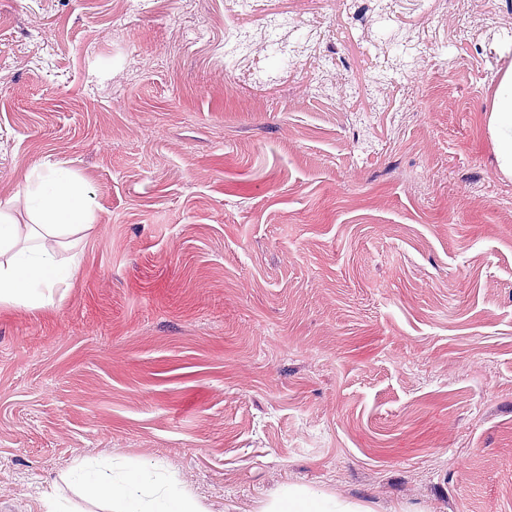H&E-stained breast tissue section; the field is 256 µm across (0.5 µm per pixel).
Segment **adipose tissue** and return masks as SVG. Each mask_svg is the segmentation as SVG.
<instances>
[{
	"label": "adipose tissue",
	"instance_id": "1",
	"mask_svg": "<svg viewBox=\"0 0 512 512\" xmlns=\"http://www.w3.org/2000/svg\"><path fill=\"white\" fill-rule=\"evenodd\" d=\"M488 128L504 175H512V68L495 91ZM32 223L15 222L11 203L0 202V306L39 309L53 302L57 286L68 283L80 256L76 251L93 228L92 202L66 167L39 164L37 179L24 193ZM63 491L43 493V512H80V498L100 512H209L208 507L172 472L129 465L122 456L108 462L81 457L59 476ZM266 512H369L367 506L291 486Z\"/></svg>",
	"mask_w": 512,
	"mask_h": 512
}]
</instances>
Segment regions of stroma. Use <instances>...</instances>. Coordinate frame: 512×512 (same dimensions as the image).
<instances>
[{
  "instance_id": "1",
  "label": "stroma",
  "mask_w": 512,
  "mask_h": 512,
  "mask_svg": "<svg viewBox=\"0 0 512 512\" xmlns=\"http://www.w3.org/2000/svg\"><path fill=\"white\" fill-rule=\"evenodd\" d=\"M510 66L512 0H0V201L59 163L95 222L0 307V512L111 454L211 512H512ZM488 128L495 146L501 172L512 175V68L501 76L495 91L494 107ZM367 506L340 500L308 487L289 486L266 507V512H369Z\"/></svg>"
}]
</instances>
